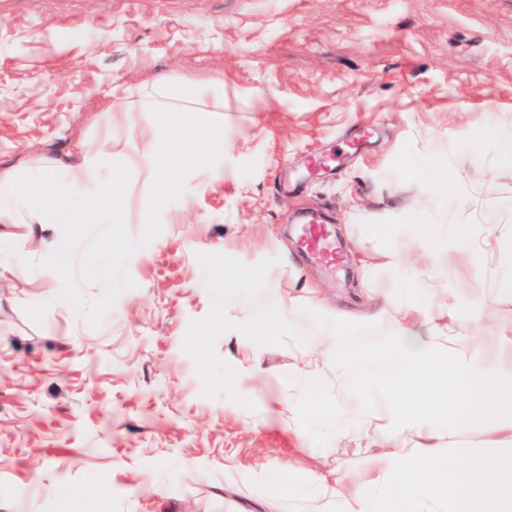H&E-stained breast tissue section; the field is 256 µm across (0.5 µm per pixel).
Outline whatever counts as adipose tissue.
<instances>
[{
  "label": "adipose tissue",
  "instance_id": "obj_1",
  "mask_svg": "<svg viewBox=\"0 0 512 512\" xmlns=\"http://www.w3.org/2000/svg\"><path fill=\"white\" fill-rule=\"evenodd\" d=\"M205 104L223 110V73L118 87L107 110L192 112ZM111 149L104 142L75 165L39 156L22 167H0V223L54 226L49 268L68 264L82 225L122 223L127 184L99 173L96 165L99 152ZM406 217L417 222L418 235L392 255L391 285H371L378 262L364 255L365 303L337 312L325 343L295 351L288 366V395L279 414L289 432L309 439L307 424L317 421L336 447L357 449L360 458L351 464L325 453L303 495L322 500V512H512V323L486 313L487 307L512 304V242L497 244L503 272L492 295L474 294L463 304L453 294L431 296L423 284L408 287L411 251L426 247L427 270L438 274L463 253L480 266V248L473 242L463 250L439 244L424 214L410 211ZM296 301L293 295L284 299L265 327L290 335L288 313ZM357 324L378 325L382 332L340 346L342 329ZM262 328L251 327L238 345L239 363L255 359ZM347 382L389 428L373 429L340 403Z\"/></svg>",
  "mask_w": 512,
  "mask_h": 512
}]
</instances>
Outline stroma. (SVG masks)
<instances>
[{
    "label": "stroma",
    "instance_id": "1",
    "mask_svg": "<svg viewBox=\"0 0 512 512\" xmlns=\"http://www.w3.org/2000/svg\"><path fill=\"white\" fill-rule=\"evenodd\" d=\"M224 74V177L193 171L161 214L162 233L128 261L134 288L100 326L55 301L48 269H0V512H312L301 496L327 440L299 443L273 418L287 396L289 343L321 342L332 308L362 302L359 257L388 254L429 214L433 233L478 237L483 211L512 198L484 126L512 134V0H0V163L45 155L72 163L112 139L140 238L160 129L149 112L103 110L116 85ZM364 126L372 144L333 172L311 154ZM454 209L431 208L437 185ZM332 224L346 259L309 263L299 215ZM291 264L281 268L280 250ZM249 269L229 312L213 305L225 274ZM481 270L441 280L460 297L489 293ZM291 337L272 335L255 364L263 402L242 393L224 322L264 321L287 294ZM268 425L252 427L255 414Z\"/></svg>",
    "mask_w": 512,
    "mask_h": 512
}]
</instances>
